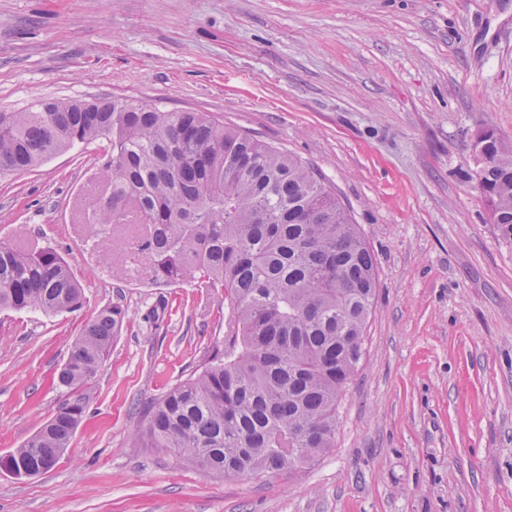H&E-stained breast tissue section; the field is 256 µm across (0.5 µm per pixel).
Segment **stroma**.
I'll return each instance as SVG.
<instances>
[{"label":"stroma","instance_id":"stroma-1","mask_svg":"<svg viewBox=\"0 0 512 512\" xmlns=\"http://www.w3.org/2000/svg\"><path fill=\"white\" fill-rule=\"evenodd\" d=\"M38 99L207 112L314 166L377 287L335 447L291 474L212 475L142 435L147 408L223 348L230 303L156 283L134 227L81 223L97 144L0 176V240L56 249L86 297L0 312V456L84 405L51 470L0 472V512H512V242L472 140L490 127L512 143V0H0V112ZM113 303L126 317L108 356L59 386Z\"/></svg>","mask_w":512,"mask_h":512}]
</instances>
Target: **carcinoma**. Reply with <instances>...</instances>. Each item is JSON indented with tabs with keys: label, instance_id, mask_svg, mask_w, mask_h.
I'll return each instance as SVG.
<instances>
[{
	"label": "carcinoma",
	"instance_id": "cac0c4a2",
	"mask_svg": "<svg viewBox=\"0 0 512 512\" xmlns=\"http://www.w3.org/2000/svg\"><path fill=\"white\" fill-rule=\"evenodd\" d=\"M100 143L110 188L93 224L144 225L155 280L224 290L235 327L202 370L146 412V447L209 473L262 479L335 447L337 409L364 356L377 285L359 226L321 172L205 112L141 101L45 100L0 112V175L32 170L75 144ZM476 182L512 241V144L474 134ZM84 290L52 248L0 241V309L83 308ZM125 318L113 304L87 320L57 373L68 389L98 370ZM83 404H63L6 455L19 469L60 457Z\"/></svg>",
	"mask_w": 512,
	"mask_h": 512
}]
</instances>
